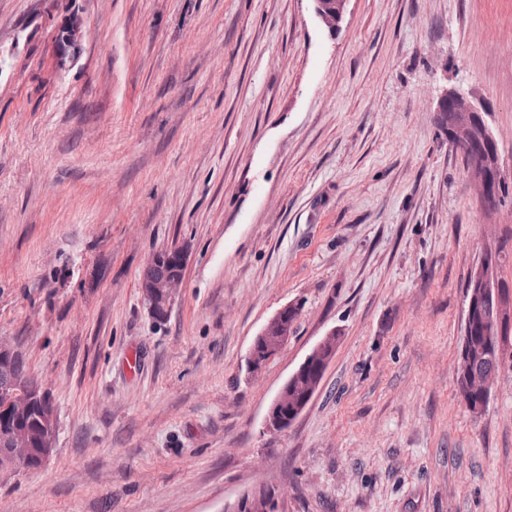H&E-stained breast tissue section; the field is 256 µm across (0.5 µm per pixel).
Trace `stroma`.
<instances>
[{"mask_svg": "<svg viewBox=\"0 0 512 512\" xmlns=\"http://www.w3.org/2000/svg\"><path fill=\"white\" fill-rule=\"evenodd\" d=\"M486 110L506 197L439 125ZM187 251L168 316L140 280ZM512 290V0H0V338L52 394L0 512H512V361L456 371L487 249ZM287 345L246 358L284 305ZM285 432L269 406L330 330ZM283 493L258 486L240 494L232 503L224 505V512H275L276 502Z\"/></svg>", "mask_w": 512, "mask_h": 512, "instance_id": "1", "label": "stroma"}]
</instances>
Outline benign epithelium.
Instances as JSON below:
<instances>
[{"label":"benign epithelium","instance_id":"obj_1","mask_svg":"<svg viewBox=\"0 0 512 512\" xmlns=\"http://www.w3.org/2000/svg\"><path fill=\"white\" fill-rule=\"evenodd\" d=\"M316 13L325 23L341 20L347 0H314ZM449 111L448 141L455 145H470L473 149L469 171L482 204L488 210L498 208L503 176L499 164L496 138L486 121V112L467 96L450 91L442 99L439 111ZM150 263H165L170 272L162 277H143L140 282L142 302L155 318L168 315L174 294L181 285L185 265V251L163 250L154 254ZM497 255L487 252L472 271L466 287L464 336L480 324L489 332L484 349L494 348L498 364L490 371L472 368L474 347L463 343L457 385L465 386L470 397L464 399L469 410L483 412L491 388L502 367L504 357L512 350V295L497 287ZM298 313L295 305H286L268 321L256 336L249 363L252 370L262 368L287 343ZM337 333H327L306 355L290 375L273 400L267 415V427L283 432L306 409L321 383L336 350ZM15 416V424L0 435L6 447L0 458V476L31 467L43 466L50 458L57 434V413L52 401L46 400V388L41 381L27 373L21 383L0 394ZM278 490L258 486L240 494L232 503L224 505V512H275Z\"/></svg>","mask_w":512,"mask_h":512}]
</instances>
